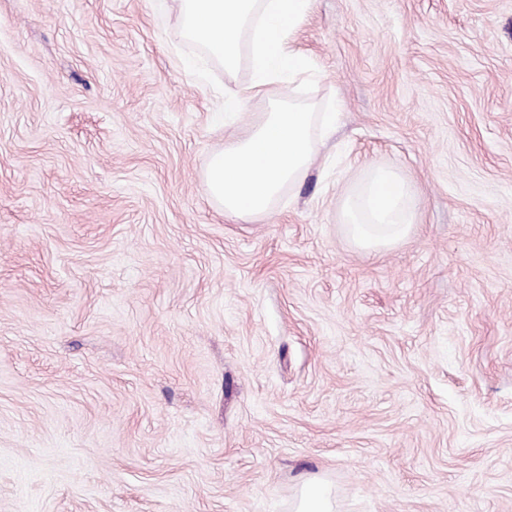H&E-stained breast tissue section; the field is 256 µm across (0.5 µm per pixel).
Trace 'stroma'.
I'll use <instances>...</instances> for the list:
<instances>
[{"instance_id": "1", "label": "stroma", "mask_w": 512, "mask_h": 512, "mask_svg": "<svg viewBox=\"0 0 512 512\" xmlns=\"http://www.w3.org/2000/svg\"><path fill=\"white\" fill-rule=\"evenodd\" d=\"M178 0H0V512H512V0H313L334 135L263 219L204 173ZM409 236L351 237L375 169ZM293 511L334 512L335 507L330 490L315 478L305 479Z\"/></svg>"}]
</instances>
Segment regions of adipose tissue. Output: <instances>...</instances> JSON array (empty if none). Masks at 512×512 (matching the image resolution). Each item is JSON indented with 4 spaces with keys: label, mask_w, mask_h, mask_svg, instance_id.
I'll use <instances>...</instances> for the list:
<instances>
[{
    "label": "adipose tissue",
    "mask_w": 512,
    "mask_h": 512,
    "mask_svg": "<svg viewBox=\"0 0 512 512\" xmlns=\"http://www.w3.org/2000/svg\"><path fill=\"white\" fill-rule=\"evenodd\" d=\"M346 216L355 240L367 248L404 238L415 220L408 187L389 170L373 172Z\"/></svg>",
    "instance_id": "ef3b65f1"
}]
</instances>
